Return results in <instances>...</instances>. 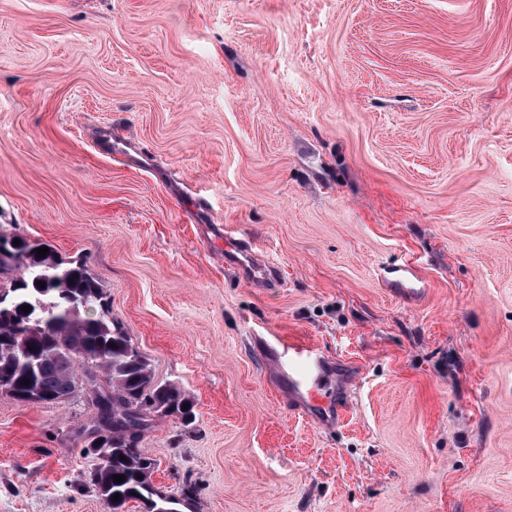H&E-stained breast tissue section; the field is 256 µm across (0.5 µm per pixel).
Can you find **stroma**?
Segmentation results:
<instances>
[{
	"label": "stroma",
	"instance_id": "obj_1",
	"mask_svg": "<svg viewBox=\"0 0 512 512\" xmlns=\"http://www.w3.org/2000/svg\"><path fill=\"white\" fill-rule=\"evenodd\" d=\"M0 233L85 261L193 399L139 443L193 512H512V0H0ZM266 337L351 359L341 426ZM94 414L0 392V512H104ZM255 244L249 238L229 234L224 230V267L254 288L276 287L282 279L281 269L272 262L258 260Z\"/></svg>",
	"mask_w": 512,
	"mask_h": 512
}]
</instances>
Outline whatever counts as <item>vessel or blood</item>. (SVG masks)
Instances as JSON below:
<instances>
[{
	"mask_svg": "<svg viewBox=\"0 0 512 512\" xmlns=\"http://www.w3.org/2000/svg\"><path fill=\"white\" fill-rule=\"evenodd\" d=\"M255 244L232 234L224 236V266L255 288L277 286L281 269L254 254ZM270 360L288 381V406L324 426L341 425L350 408L356 379L335 372L314 344L276 341L268 344Z\"/></svg>",
	"mask_w": 512,
	"mask_h": 512,
	"instance_id": "vessel-or-blood-1",
	"label": "vessel or blood"
}]
</instances>
